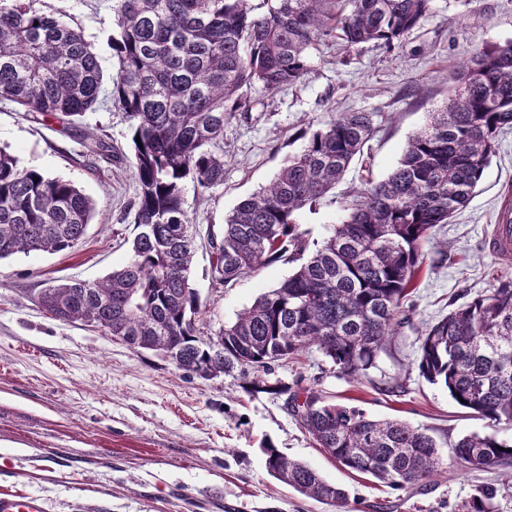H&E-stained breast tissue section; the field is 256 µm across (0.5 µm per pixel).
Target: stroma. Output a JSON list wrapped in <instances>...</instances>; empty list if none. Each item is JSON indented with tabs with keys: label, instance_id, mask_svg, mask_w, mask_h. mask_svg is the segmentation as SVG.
Here are the masks:
<instances>
[{
	"label": "stroma",
	"instance_id": "35a3bbf8",
	"mask_svg": "<svg viewBox=\"0 0 512 512\" xmlns=\"http://www.w3.org/2000/svg\"><path fill=\"white\" fill-rule=\"evenodd\" d=\"M33 6L64 12L94 45L104 75H115L112 0H34ZM509 41L512 0H434L395 52L374 43L318 46L309 72L294 86L248 89L252 112L224 128V184L202 194L186 188L189 220L202 235L220 229L241 199L273 178L300 131L341 112L373 113L369 154L355 159L334 200L298 217L321 235L325 225L343 219L350 188L394 168L408 137L446 99L459 62ZM87 129L130 154L128 124L114 108L86 113L66 127L0 104V147L27 167L70 180L94 204L86 235L74 248L0 261V494L41 499L47 512H334L268 473L262 449L271 445L346 489L356 512H377L380 503L386 512H455L487 483L498 489L497 512H512V477L450 461L437 480L398 491L346 470L315 447L289 404L304 387L375 418L431 428L444 442L487 432V421L471 417L444 387L421 376L418 338L458 305L512 280V266L483 245L512 191V132L500 136L468 206L426 246L415 306L366 377L343 378L311 353L274 366L264 377L266 389L257 390L239 370L209 379L188 375L162 355L138 353L39 306L37 294L50 280L95 281L131 255L134 173L126 162L79 157ZM291 271L277 262L257 276L215 287L208 244L199 240L191 282L202 303L201 334L234 321Z\"/></svg>",
	"mask_w": 512,
	"mask_h": 512
}]
</instances>
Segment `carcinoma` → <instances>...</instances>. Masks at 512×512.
I'll return each instance as SVG.
<instances>
[{"label":"carcinoma","mask_w":512,"mask_h":512,"mask_svg":"<svg viewBox=\"0 0 512 512\" xmlns=\"http://www.w3.org/2000/svg\"><path fill=\"white\" fill-rule=\"evenodd\" d=\"M32 2L0 0V103L62 123L112 104L128 123L137 182L129 261L98 281H52L39 304L62 322L95 327L203 378L234 368L267 372L313 351L342 376H365L412 307L424 245L468 203L498 138L512 130V42L457 67L446 102L409 137L397 166L349 191L345 218L326 225L319 240L296 217L329 197L375 126L371 114L353 111L300 132L269 185L237 204L220 236L207 238L222 287L278 261L295 269L204 339L184 193L189 183L201 192L224 184V126L254 106L244 90L296 84L321 43L374 42L392 51L433 0H112L118 73L108 93L81 31ZM93 213L74 184L0 148V260L73 248ZM419 349L421 376L491 428L455 441L456 464L491 473L511 466L512 441L498 430L512 427V281L428 326ZM303 393L302 404L291 397L294 416L345 469L400 489L444 472L429 429ZM263 453L276 479L345 512L342 488L272 446ZM495 496V488L482 489L461 512H496Z\"/></svg>","instance_id":"obj_1"}]
</instances>
